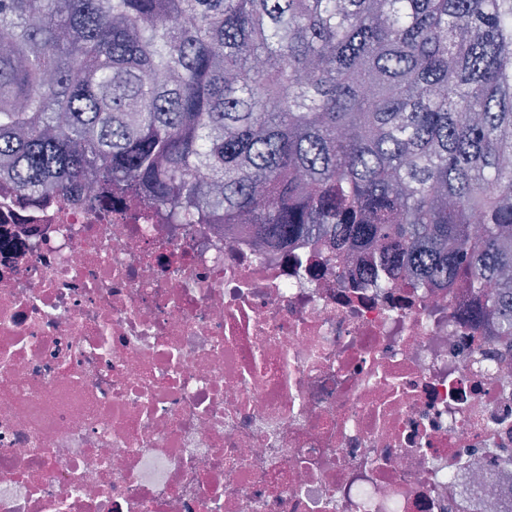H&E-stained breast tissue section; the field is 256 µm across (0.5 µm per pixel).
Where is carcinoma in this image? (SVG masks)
I'll return each mask as SVG.
<instances>
[{
    "instance_id": "1",
    "label": "carcinoma",
    "mask_w": 512,
    "mask_h": 512,
    "mask_svg": "<svg viewBox=\"0 0 512 512\" xmlns=\"http://www.w3.org/2000/svg\"><path fill=\"white\" fill-rule=\"evenodd\" d=\"M512 0H0V165L466 278L512 336ZM481 221L471 225L472 217Z\"/></svg>"
}]
</instances>
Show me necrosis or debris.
<instances>
[{
  "mask_svg": "<svg viewBox=\"0 0 512 512\" xmlns=\"http://www.w3.org/2000/svg\"><path fill=\"white\" fill-rule=\"evenodd\" d=\"M0 170V512H512V339L367 251Z\"/></svg>",
  "mask_w": 512,
  "mask_h": 512,
  "instance_id": "4bbe7bcc",
  "label": "necrosis or debris"
}]
</instances>
